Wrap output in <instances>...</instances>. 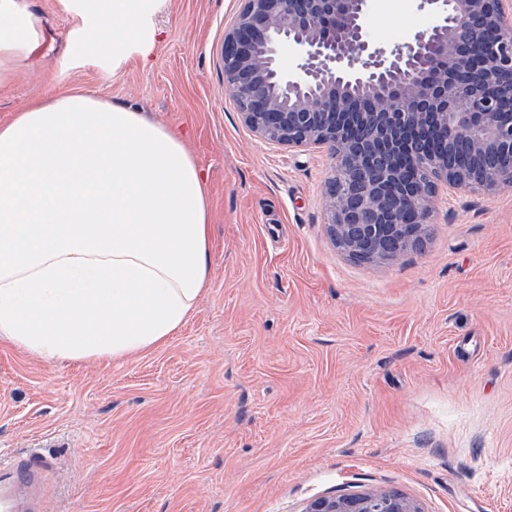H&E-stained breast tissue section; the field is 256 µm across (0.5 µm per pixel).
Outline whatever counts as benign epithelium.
I'll return each mask as SVG.
<instances>
[{
	"label": "benign epithelium",
	"mask_w": 512,
	"mask_h": 512,
	"mask_svg": "<svg viewBox=\"0 0 512 512\" xmlns=\"http://www.w3.org/2000/svg\"><path fill=\"white\" fill-rule=\"evenodd\" d=\"M419 8L432 26L393 49L366 39L367 0H245L224 34V89L244 122L272 142L328 149L327 228L365 263L397 261L424 239L441 186L512 190V0ZM417 169L427 178L407 176ZM302 512L423 510L372 488Z\"/></svg>",
	"instance_id": "1"
}]
</instances>
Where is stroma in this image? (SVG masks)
Listing matches in <instances>:
<instances>
[{"label": "stroma", "mask_w": 512, "mask_h": 512, "mask_svg": "<svg viewBox=\"0 0 512 512\" xmlns=\"http://www.w3.org/2000/svg\"><path fill=\"white\" fill-rule=\"evenodd\" d=\"M0 124L74 90L188 136L206 177L210 282L186 324L122 360L49 362L0 341V454L54 464L46 512H302L394 489L424 512H512V192L440 193L423 243L361 263L331 238L323 147L261 141L224 90L243 0H164L149 65L72 53L60 0ZM369 0L366 35L427 30Z\"/></svg>", "instance_id": "1"}]
</instances>
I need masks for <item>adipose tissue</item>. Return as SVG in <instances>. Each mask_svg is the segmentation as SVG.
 <instances>
[{"label": "adipose tissue", "instance_id": "obj_1", "mask_svg": "<svg viewBox=\"0 0 512 512\" xmlns=\"http://www.w3.org/2000/svg\"><path fill=\"white\" fill-rule=\"evenodd\" d=\"M73 51L149 62L163 0H62ZM44 37L0 0V83ZM210 207L184 136L69 92L0 125V340L47 360L122 359L163 344L210 274Z\"/></svg>", "mask_w": 512, "mask_h": 512}]
</instances>
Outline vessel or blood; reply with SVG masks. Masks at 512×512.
Returning a JSON list of instances; mask_svg holds the SVG:
<instances>
[{
    "label": "vessel or blood",
    "instance_id": "b4317fda",
    "mask_svg": "<svg viewBox=\"0 0 512 512\" xmlns=\"http://www.w3.org/2000/svg\"><path fill=\"white\" fill-rule=\"evenodd\" d=\"M51 463L40 453L0 459V512H44Z\"/></svg>",
    "mask_w": 512,
    "mask_h": 512
}]
</instances>
